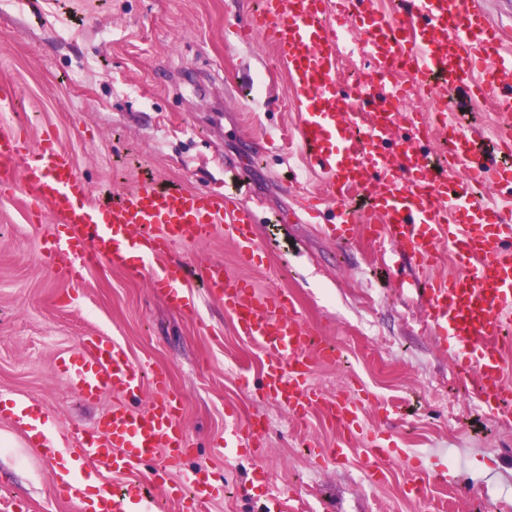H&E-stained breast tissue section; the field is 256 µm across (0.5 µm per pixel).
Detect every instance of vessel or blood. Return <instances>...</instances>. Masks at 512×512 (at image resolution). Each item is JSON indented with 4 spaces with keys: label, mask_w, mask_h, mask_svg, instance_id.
Wrapping results in <instances>:
<instances>
[{
    "label": "vessel or blood",
    "mask_w": 512,
    "mask_h": 512,
    "mask_svg": "<svg viewBox=\"0 0 512 512\" xmlns=\"http://www.w3.org/2000/svg\"><path fill=\"white\" fill-rule=\"evenodd\" d=\"M407 21L379 10L375 0H263L253 28L264 30L291 77L290 99L299 117L298 139L307 146L330 196L338 203L336 223L327 236L344 242L354 238V216L344 202L355 192L366 193V216L375 238L401 243L411 264L425 280L418 294L427 317L451 349L461 372L477 369L480 400L505 420L512 407L502 404L512 383L500 350L505 324L512 322V211L469 200L465 185L476 181L512 193V168L499 166L475 147V134L452 131V159L447 172L429 175L421 143L437 120L435 113L405 109L406 89L391 76L398 63L416 77L440 75L448 86L463 90L470 102L488 107L498 117L496 148L512 151V27L492 25L473 0H408ZM353 9L364 35L363 51L374 78L359 86L341 87L336 72L347 44L343 31L328 21L332 13ZM412 135L394 141L398 123ZM47 211L61 220L45 254L48 266L76 280L97 261L127 273L149 274L179 307L193 310L184 293L180 268L153 270L130 265L132 257L154 256L171 244L194 243L215 231L236 241L243 256L260 248L253 237L254 214L235 197L202 191L165 189L143 184L105 205L94 201L87 181L54 137L31 143L22 128L0 122V185L14 172ZM450 244L459 272L431 279L427 269L441 244ZM200 277L209 293L224 303L239 335L273 357L265 371V388L275 401L299 412L324 404L334 421L351 429L358 424V405L347 397L322 401L309 385L314 362L308 332L295 314L287 293L264 294L227 271L223 264L204 267ZM81 363L66 364L72 388L83 398L114 392L123 399L104 420L103 431L79 430L76 452L66 473L56 475L57 494L73 502L83 499L86 479L98 484L91 512H146L143 500L117 494L112 481L137 470L143 461L165 474L188 451L178 408L166 392V379L155 375L158 396L144 412L131 410L128 400L143 389L144 369L125 350L101 336L87 337ZM15 417L24 426L30 446L46 458L59 456L58 442L17 405ZM259 443L252 426L235 425L224 434V445ZM386 449L364 451L365 474L376 482L386 475L381 463ZM192 496H178V512H201L211 494L209 482L190 476Z\"/></svg>",
    "instance_id": "vessel-or-blood-1"
}]
</instances>
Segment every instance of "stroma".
<instances>
[{
	"label": "stroma",
	"mask_w": 512,
	"mask_h": 512,
	"mask_svg": "<svg viewBox=\"0 0 512 512\" xmlns=\"http://www.w3.org/2000/svg\"><path fill=\"white\" fill-rule=\"evenodd\" d=\"M259 8L260 0L0 8V83L18 86L11 118L31 142L53 131L101 200L147 181L215 194L248 183L242 202L261 247L246 265L220 231L175 243L159 262L183 266L190 312L148 276L102 263L77 283L57 277L43 261L53 219L29 222L26 188L0 198V512H79L55 496L48 464L9 411L30 404L61 439L119 403L111 393L83 401L63 373L61 359L79 361L88 336L164 373L189 445L168 480L224 475L204 512H263L277 493L283 512H512V421L480 404L476 374L457 371L419 295L401 288L415 271L400 244L364 232L346 245L331 241L321 227L333 221L332 204L314 216L296 212L299 197L323 194L324 184L297 138L286 65L265 34H237ZM413 89L412 107L447 100V121L481 131L491 151V110L443 85ZM213 262L257 289L288 292L301 322L335 345V360L318 363L310 385L359 404L361 429L343 463L320 455L342 433L321 408L298 419L265 395L268 353L236 332L200 284ZM233 421L261 428V451L221 447ZM370 443L393 457L376 484L362 468ZM416 467L430 485L415 498L403 488Z\"/></svg>",
	"instance_id": "35a3bbf8"
}]
</instances>
